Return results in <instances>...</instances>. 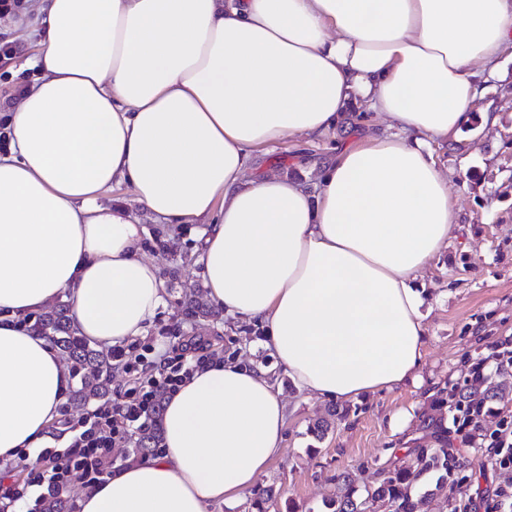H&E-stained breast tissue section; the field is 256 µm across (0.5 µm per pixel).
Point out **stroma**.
I'll return each mask as SVG.
<instances>
[{
  "label": "stroma",
  "mask_w": 512,
  "mask_h": 512,
  "mask_svg": "<svg viewBox=\"0 0 512 512\" xmlns=\"http://www.w3.org/2000/svg\"><path fill=\"white\" fill-rule=\"evenodd\" d=\"M35 27L30 17L15 26L0 24V45L11 42L18 47L16 58L0 68V94L36 77V70L25 66L35 53ZM487 112L496 116V124L484 125ZM383 126L381 118L349 108L336 130L320 139H293L263 149L256 171L283 173L314 187L322 164L335 160L337 148L381 132ZM456 140L455 147L441 142L434 151L448 176L456 227L422 278L428 330L417 381L346 401L347 416L318 440L308 426L326 416L335 400L298 392L285 375L276 374L287 404V425L280 454L259 479L260 485L279 491L265 512H328L337 474L348 475L361 491L374 486L393 465L408 462L410 448L430 442L421 420L431 411L435 387L465 386L472 361L487 356L499 338L512 336V47L501 56L495 77L486 82L471 108L470 122ZM138 218L146 232L144 255L162 269L166 305L129 352L130 372L114 373L110 396L140 377L144 364L168 352L173 336L204 337L211 358L229 355L270 364V356L253 336L226 319L223 311L194 320L179 304L184 294L202 287L197 262L201 225L172 228L143 212ZM448 446L451 470L429 512H441L454 502L461 487L477 483L490 488L512 481V471L486 469L480 450L460 447L456 434H449Z\"/></svg>",
  "instance_id": "obj_1"
}]
</instances>
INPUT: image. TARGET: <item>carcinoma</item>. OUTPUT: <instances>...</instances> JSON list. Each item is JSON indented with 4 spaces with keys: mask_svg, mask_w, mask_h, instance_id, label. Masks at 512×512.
Segmentation results:
<instances>
[{
    "mask_svg": "<svg viewBox=\"0 0 512 512\" xmlns=\"http://www.w3.org/2000/svg\"><path fill=\"white\" fill-rule=\"evenodd\" d=\"M32 328L53 344L74 380L66 407L83 410L103 401V389L118 368V361L112 349L92 344L77 333L69 316L67 301L60 300L37 315ZM453 395L461 400L471 397L503 400L509 392L484 381L469 383L463 388L455 387ZM162 397L163 393L157 394L151 424L132 438L134 447L144 458L163 447ZM423 427L431 431L432 443L411 449L410 465L396 466L387 471L377 486L361 494L349 486L346 476H336L338 492L336 498L328 503V508L332 512H418L420 499L414 495L415 481L426 474H433L439 487L448 476V426L445 418L428 416L423 419ZM42 512H74V505L61 494L49 495L43 501Z\"/></svg>",
    "mask_w": 512,
    "mask_h": 512,
    "instance_id": "obj_1",
    "label": "carcinoma"
}]
</instances>
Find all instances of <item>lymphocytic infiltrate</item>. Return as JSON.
Segmentation results:
<instances>
[{
  "mask_svg": "<svg viewBox=\"0 0 512 512\" xmlns=\"http://www.w3.org/2000/svg\"><path fill=\"white\" fill-rule=\"evenodd\" d=\"M185 376L181 367L160 359L146 385H135L116 400L80 416L71 431L70 444L62 450L48 447L40 454L51 463V476L36 473L31 483L63 491L72 481H102L112 473V448L143 427L157 391L173 393ZM452 424L462 433L466 447L480 449L487 466L500 471L512 469V410L488 412L484 403L471 400L454 405Z\"/></svg>",
  "mask_w": 512,
  "mask_h": 512,
  "instance_id": "1",
  "label": "lymphocytic infiltrate"
}]
</instances>
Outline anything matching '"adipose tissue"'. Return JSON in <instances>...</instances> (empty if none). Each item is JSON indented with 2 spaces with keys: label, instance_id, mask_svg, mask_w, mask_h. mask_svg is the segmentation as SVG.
Instances as JSON below:
<instances>
[{
  "label": "adipose tissue",
  "instance_id": "1",
  "mask_svg": "<svg viewBox=\"0 0 512 512\" xmlns=\"http://www.w3.org/2000/svg\"><path fill=\"white\" fill-rule=\"evenodd\" d=\"M41 75L0 133V460L37 456L71 376L32 314L66 298L90 342L144 335L165 304L124 185L199 224L209 301L298 391L353 400L414 377L421 273L455 222L432 145L469 119L512 46V0H33ZM385 118L315 189L253 176L349 106ZM273 367L214 358L170 395L158 456L79 487L80 512L237 504L281 450Z\"/></svg>",
  "mask_w": 512,
  "mask_h": 512
}]
</instances>
